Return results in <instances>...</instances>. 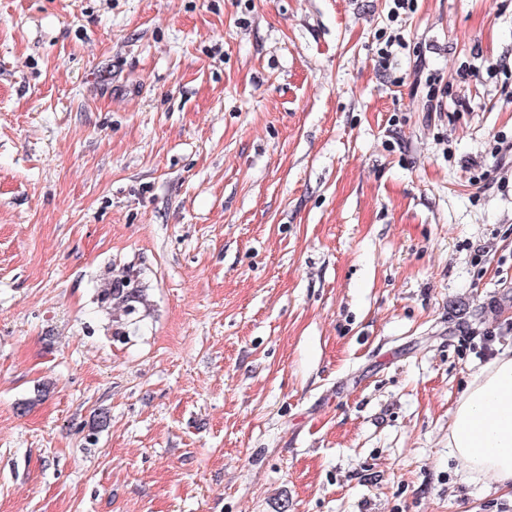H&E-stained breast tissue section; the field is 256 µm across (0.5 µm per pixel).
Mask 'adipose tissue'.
Masks as SVG:
<instances>
[{
  "label": "adipose tissue",
  "instance_id": "adipose-tissue-1",
  "mask_svg": "<svg viewBox=\"0 0 512 512\" xmlns=\"http://www.w3.org/2000/svg\"><path fill=\"white\" fill-rule=\"evenodd\" d=\"M448 447L469 474L512 490V354L473 376L453 412Z\"/></svg>",
  "mask_w": 512,
  "mask_h": 512
}]
</instances>
